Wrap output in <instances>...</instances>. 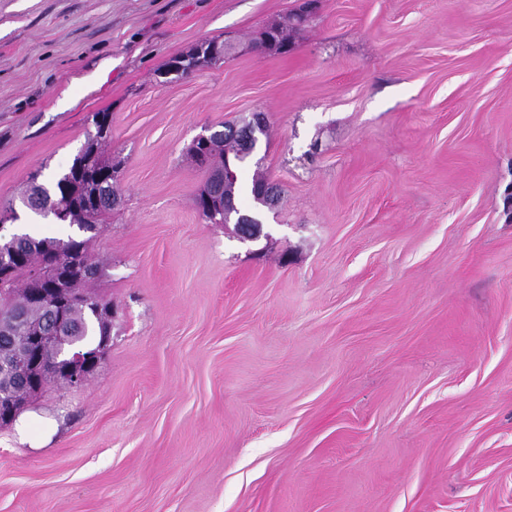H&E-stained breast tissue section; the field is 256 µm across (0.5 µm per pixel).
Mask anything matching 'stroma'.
Returning a JSON list of instances; mask_svg holds the SVG:
<instances>
[{"instance_id": "1", "label": "stroma", "mask_w": 512, "mask_h": 512, "mask_svg": "<svg viewBox=\"0 0 512 512\" xmlns=\"http://www.w3.org/2000/svg\"><path fill=\"white\" fill-rule=\"evenodd\" d=\"M0 0V211L112 115L104 361L0 427V512H512V0ZM219 37L223 65L170 58ZM265 113L266 238L188 152ZM275 24L278 25V28L275 27ZM295 28V24L292 22H288L285 18L277 23H271L265 26L259 33L265 32L268 34L272 40L274 41V45L268 47L269 51H275L279 54L281 53V49L290 46V40L288 37V32L290 29Z\"/></svg>"}]
</instances>
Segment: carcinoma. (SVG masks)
Wrapping results in <instances>:
<instances>
[{
  "instance_id": "obj_1",
  "label": "carcinoma",
  "mask_w": 512,
  "mask_h": 512,
  "mask_svg": "<svg viewBox=\"0 0 512 512\" xmlns=\"http://www.w3.org/2000/svg\"><path fill=\"white\" fill-rule=\"evenodd\" d=\"M293 28L295 24L285 19L265 26L263 32L274 41L268 50L279 53L290 46L288 32ZM217 46H224V42L207 39L196 44L170 61L166 72L178 69L189 75L209 66L208 53ZM91 124L93 129L86 131L84 144L53 188L38 183L39 173L35 172L30 176L22 199L29 209L43 216L51 214L75 232L64 238H39L28 233L14 237L12 248L18 261L10 271L0 275V312L8 309L28 289L44 288L49 283L59 284L58 298L65 301L60 320L49 319L41 306L35 303L27 306L23 323L12 332L14 348L18 351H24L31 345L34 329L51 322L64 328L72 326L84 351L97 348L100 342L101 327L91 309V303L99 297L87 291L88 284L99 273V265L89 252L90 239H79L77 233L89 232L112 219V212L119 205V202L112 201V196L117 193L120 163L106 156L112 132L111 114L95 112L91 116ZM230 129L232 125H224V130L211 140L190 144L188 152L205 175L195 200L208 195L218 206L222 207L226 202L233 205L234 214L238 215L237 184L226 187L215 181V176L224 171V164L237 158L236 142L224 138V131ZM61 363L62 359L52 353L41 356L40 372L47 383H55L53 373Z\"/></svg>"
}]
</instances>
